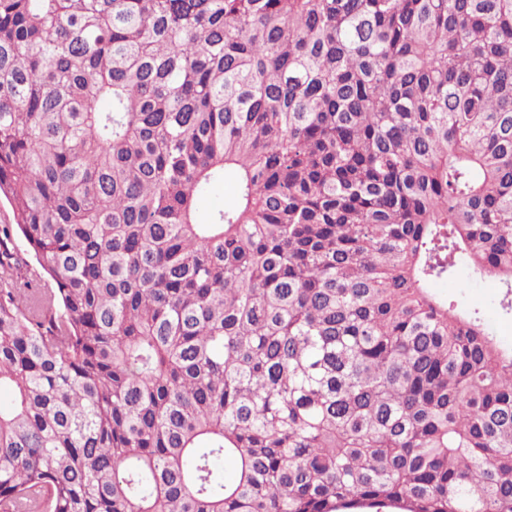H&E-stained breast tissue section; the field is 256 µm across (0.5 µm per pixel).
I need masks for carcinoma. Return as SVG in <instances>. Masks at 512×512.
I'll return each instance as SVG.
<instances>
[{"instance_id":"carcinoma-1","label":"carcinoma","mask_w":512,"mask_h":512,"mask_svg":"<svg viewBox=\"0 0 512 512\" xmlns=\"http://www.w3.org/2000/svg\"><path fill=\"white\" fill-rule=\"evenodd\" d=\"M0 198L8 512H512V0H0ZM438 290L451 296L460 307L478 310L498 342L504 348L512 347V314L499 305L503 288L496 278L463 269L455 281Z\"/></svg>"}]
</instances>
